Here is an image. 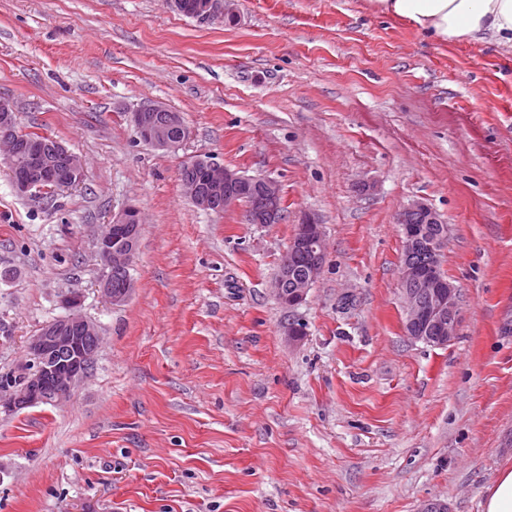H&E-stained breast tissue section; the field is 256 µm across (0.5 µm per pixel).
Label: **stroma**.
<instances>
[{
  "instance_id": "1",
  "label": "stroma",
  "mask_w": 512,
  "mask_h": 512,
  "mask_svg": "<svg viewBox=\"0 0 512 512\" xmlns=\"http://www.w3.org/2000/svg\"><path fill=\"white\" fill-rule=\"evenodd\" d=\"M236 13L0 0V96L86 167L49 199L0 167V375L67 294L102 331L70 399L0 413V512H481L512 467V50L368 0ZM148 102L182 114L179 150L136 140ZM197 155L276 179L281 221L194 206L178 171ZM416 200L448 226L444 346L405 331L397 218ZM129 204L144 224L115 307L96 242ZM308 214L327 253L290 309L270 286Z\"/></svg>"
}]
</instances>
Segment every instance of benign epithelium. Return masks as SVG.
<instances>
[{
  "mask_svg": "<svg viewBox=\"0 0 512 512\" xmlns=\"http://www.w3.org/2000/svg\"><path fill=\"white\" fill-rule=\"evenodd\" d=\"M182 14L198 20L222 24L236 19L232 0H172ZM137 138L159 149L176 151L189 138L190 129L181 113L161 104H147L129 113ZM0 164L7 166L15 191L31 195L41 185L56 190L80 184L85 171L77 156L60 141L31 139L20 127L13 104L0 97ZM185 196L198 208L219 211L242 204V192H254L245 206L249 224H275L282 209L280 186L266 176H249L225 167L209 157L185 159L179 170ZM398 222L403 236V253L410 256L421 249L441 254L447 228L429 233V225L439 224L438 214L423 202L409 204ZM142 224L140 210L128 206L107 225L97 241L101 266L109 271L127 272L137 251L136 233ZM324 229L307 215L297 225L293 239L280 260L284 275L293 277V290L284 292L283 283L274 281L271 290L279 302L294 308L302 304L319 278L324 261ZM307 255L302 273H297L299 253ZM101 291L113 305L125 303L133 291V280L125 278L120 287L112 277L101 282ZM401 298L408 320L407 335L425 342L432 334L440 343L457 334L461 318L458 290L439 268L423 269L413 263L402 265ZM76 294L65 298L70 313L42 326L27 343L28 363L19 385L0 388V410L17 412L39 404H53L69 396L88 377V368L100 345V329L80 312Z\"/></svg>",
  "mask_w": 512,
  "mask_h": 512,
  "instance_id": "benign-epithelium-1",
  "label": "benign epithelium"
}]
</instances>
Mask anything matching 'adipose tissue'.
Instances as JSON below:
<instances>
[{"label": "adipose tissue", "mask_w": 512, "mask_h": 512, "mask_svg": "<svg viewBox=\"0 0 512 512\" xmlns=\"http://www.w3.org/2000/svg\"><path fill=\"white\" fill-rule=\"evenodd\" d=\"M370 8L408 20L438 41L487 40L512 48V0H370Z\"/></svg>", "instance_id": "obj_1"}]
</instances>
